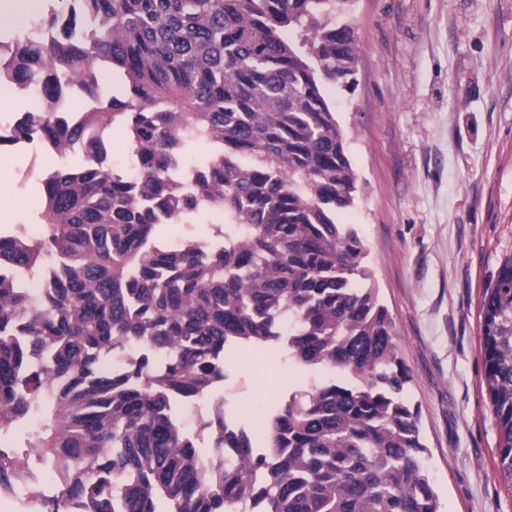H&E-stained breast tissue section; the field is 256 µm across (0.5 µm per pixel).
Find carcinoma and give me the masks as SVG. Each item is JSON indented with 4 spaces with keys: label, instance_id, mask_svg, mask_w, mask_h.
<instances>
[{
    "label": "carcinoma",
    "instance_id": "cac0c4a2",
    "mask_svg": "<svg viewBox=\"0 0 512 512\" xmlns=\"http://www.w3.org/2000/svg\"><path fill=\"white\" fill-rule=\"evenodd\" d=\"M352 2L43 0L23 31L0 33V86L40 91L0 146L44 134L61 152L82 141L87 157L43 174L41 239L0 233V492L45 462L59 489L30 512H439L393 320L364 240L337 221L359 186L325 90L355 86ZM66 98L82 113L74 126L58 121ZM114 124L138 157L134 183L108 162ZM197 140L213 153L187 194L172 171ZM207 207L230 233L246 225L237 244L144 248ZM12 269L37 287L2 275ZM480 313L497 474L512 494V257ZM271 344L335 378L270 408L261 445L224 429L215 400L200 456L174 405L224 382L225 357ZM129 347L134 362L102 370Z\"/></svg>",
    "mask_w": 512,
    "mask_h": 512
}]
</instances>
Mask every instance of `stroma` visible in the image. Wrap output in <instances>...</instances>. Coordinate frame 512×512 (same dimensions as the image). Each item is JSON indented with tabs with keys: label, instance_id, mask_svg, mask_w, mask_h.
<instances>
[{
	"label": "stroma",
	"instance_id": "obj_1",
	"mask_svg": "<svg viewBox=\"0 0 512 512\" xmlns=\"http://www.w3.org/2000/svg\"><path fill=\"white\" fill-rule=\"evenodd\" d=\"M349 18L361 47L356 86L326 93L360 198L338 220L366 242L441 512H512L495 468L479 310L512 256V0H354ZM58 163L0 149L10 220L30 236L41 234L31 206L40 175ZM225 374L226 412L240 420L333 378L278 346Z\"/></svg>",
	"mask_w": 512,
	"mask_h": 512
}]
</instances>
